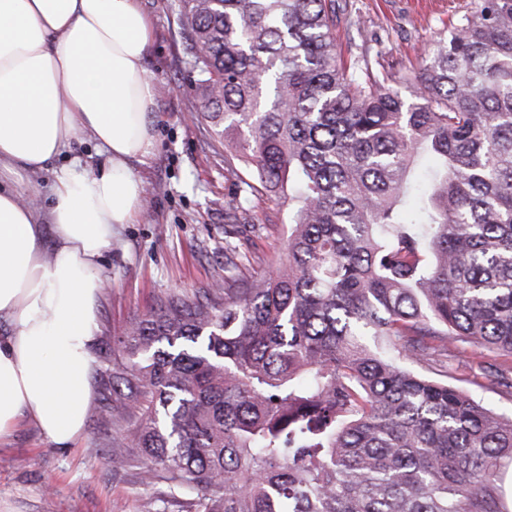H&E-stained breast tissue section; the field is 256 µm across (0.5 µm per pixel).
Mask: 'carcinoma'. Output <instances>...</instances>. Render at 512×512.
Segmentation results:
<instances>
[{"label": "carcinoma", "instance_id": "obj_1", "mask_svg": "<svg viewBox=\"0 0 512 512\" xmlns=\"http://www.w3.org/2000/svg\"><path fill=\"white\" fill-rule=\"evenodd\" d=\"M338 0H178L200 112L287 260L170 294L119 345L107 413L199 512H507L512 418L410 369L512 358V0H470L407 79L337 59Z\"/></svg>", "mask_w": 512, "mask_h": 512}]
</instances>
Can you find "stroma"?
<instances>
[{
  "instance_id": "1",
  "label": "stroma",
  "mask_w": 512,
  "mask_h": 512,
  "mask_svg": "<svg viewBox=\"0 0 512 512\" xmlns=\"http://www.w3.org/2000/svg\"><path fill=\"white\" fill-rule=\"evenodd\" d=\"M462 0H348L341 20L351 23V40L339 41L343 60L364 49L380 50L393 68V88L410 90L406 73L417 69L426 47L446 39L449 21ZM154 23L144 67L156 87L153 110L156 148L136 164L145 195L142 213L124 225L105 255L110 283L98 299L100 332L92 352L93 397L86 432L73 447L58 448L39 427L22 420L0 442V512H190L196 494L175 490L146 477L148 461L139 449L122 447L127 429L141 412L111 421L104 410L102 374L121 367L126 357L114 338L171 291L199 296L224 278V244L237 246L239 271L270 273L287 256L288 210L262 195L251 202L247 227L233 221L238 182L224 166V147L213 125L199 116L193 76L184 65L185 25L175 0H142ZM112 349L111 361L100 353ZM503 356L449 340L447 356L415 364L426 376L446 370L461 389L485 407L512 415V392L493 387L488 366Z\"/></svg>"
}]
</instances>
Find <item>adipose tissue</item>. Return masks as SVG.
Returning <instances> with one entry per match:
<instances>
[{
  "instance_id": "ef3b65f1",
  "label": "adipose tissue",
  "mask_w": 512,
  "mask_h": 512,
  "mask_svg": "<svg viewBox=\"0 0 512 512\" xmlns=\"http://www.w3.org/2000/svg\"><path fill=\"white\" fill-rule=\"evenodd\" d=\"M152 40L140 0H0V439L25 418L59 448L84 434L103 259L154 150ZM86 132L94 164L72 151ZM49 165L41 212L13 178Z\"/></svg>"
}]
</instances>
